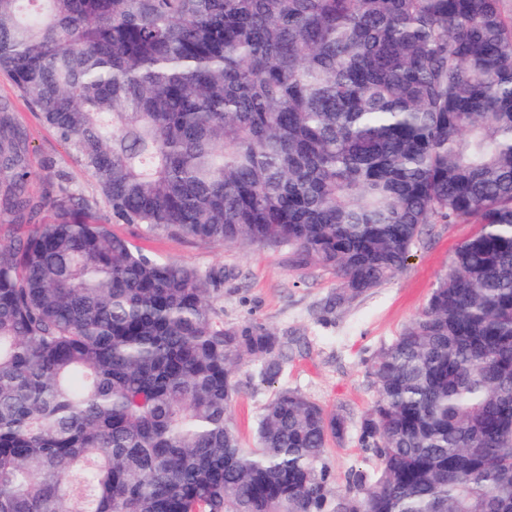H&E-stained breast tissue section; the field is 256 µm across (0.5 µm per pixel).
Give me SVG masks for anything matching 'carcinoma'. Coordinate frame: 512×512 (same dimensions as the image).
I'll use <instances>...</instances> for the list:
<instances>
[{
	"mask_svg": "<svg viewBox=\"0 0 512 512\" xmlns=\"http://www.w3.org/2000/svg\"><path fill=\"white\" fill-rule=\"evenodd\" d=\"M0 72L107 205L30 194L0 104V512H512V0H0ZM457 223L336 497L344 416L281 389L242 446L235 373L285 342L224 324V267L111 230L286 248L338 307Z\"/></svg>",
	"mask_w": 512,
	"mask_h": 512,
	"instance_id": "1",
	"label": "carcinoma"
}]
</instances>
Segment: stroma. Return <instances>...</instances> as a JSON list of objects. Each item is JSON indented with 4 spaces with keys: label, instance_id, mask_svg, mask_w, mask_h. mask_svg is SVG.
I'll list each match as a JSON object with an SVG mask.
<instances>
[{
    "label": "stroma",
    "instance_id": "35a3bbf8",
    "mask_svg": "<svg viewBox=\"0 0 512 512\" xmlns=\"http://www.w3.org/2000/svg\"><path fill=\"white\" fill-rule=\"evenodd\" d=\"M0 102L8 104L14 125L23 132L29 166L39 175L29 187L31 194L51 195L52 176L62 170L87 196L99 198L95 181L3 75ZM473 230L470 224L433 225L430 234L413 248L406 268L388 285L333 309L329 302L338 291V282L332 271L292 266L286 250L147 236L127 224L114 228L161 260L223 266L227 276L220 306L225 323L255 320L287 340L288 357L275 382L261 381L254 364L241 367L235 375L239 394L232 410L243 445H254L263 409L278 389L299 391L327 413L345 416L351 427L344 439L330 443L326 454L334 477L332 490L340 495L347 489L351 471L373 466L371 454L358 445L354 432L376 396L370 374L373 357L422 310L456 245Z\"/></svg>",
    "mask_w": 512,
    "mask_h": 512
}]
</instances>
